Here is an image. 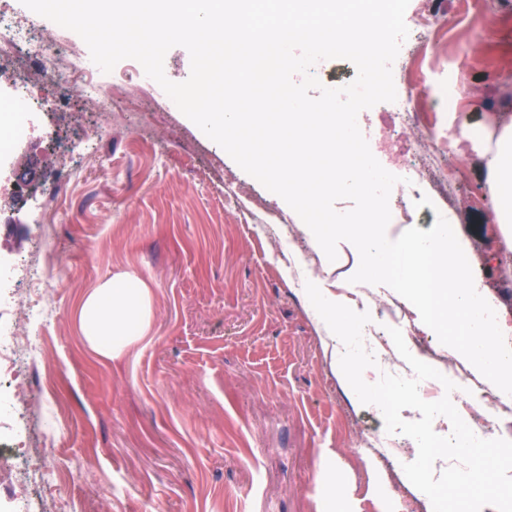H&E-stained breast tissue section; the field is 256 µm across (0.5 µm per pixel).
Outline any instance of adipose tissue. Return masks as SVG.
<instances>
[{
    "label": "adipose tissue",
    "mask_w": 512,
    "mask_h": 512,
    "mask_svg": "<svg viewBox=\"0 0 512 512\" xmlns=\"http://www.w3.org/2000/svg\"><path fill=\"white\" fill-rule=\"evenodd\" d=\"M490 144L483 156L487 179L492 187L493 221L503 237H512V116L500 117L485 127ZM343 297L331 296L329 307L317 317L330 350L331 362L346 375L356 374L359 357L346 348L348 326L341 310ZM152 291L147 282L124 274L99 283L83 300L79 323L83 337L97 355L114 359L141 341L152 323Z\"/></svg>",
    "instance_id": "ef3b65f1"
}]
</instances>
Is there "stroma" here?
<instances>
[{
	"label": "stroma",
	"mask_w": 512,
	"mask_h": 512,
	"mask_svg": "<svg viewBox=\"0 0 512 512\" xmlns=\"http://www.w3.org/2000/svg\"><path fill=\"white\" fill-rule=\"evenodd\" d=\"M431 13L445 17L440 32L400 49L392 71L402 89L467 84L451 112L416 98L435 137L464 117L488 125L512 113V0H410L409 19ZM485 14L497 25L473 44ZM141 70L132 59L114 67L110 110L77 97L40 116L41 179L64 191L52 238L67 277L48 295L52 316L23 325L39 350L17 367L29 390L16 405L25 450L14 463L38 472L51 426L57 466L45 484L0 480V512H429L416 487L388 477L364 447L382 413L333 367L300 287L250 217L256 207L285 216L301 251L312 241L298 215L170 110ZM479 154L457 139L446 161L454 195L413 208V224L426 231L437 214L455 215L475 280L512 325ZM228 182L238 200H227ZM20 196L0 200V259L18 266L4 301L26 294L43 246L39 204L30 188ZM359 262L340 242L323 287L360 292L349 281ZM126 273L148 282L152 324L107 360L85 344L76 312L97 284ZM49 372L61 392L51 401L40 394ZM331 475L344 500L329 501Z\"/></svg>",
	"instance_id": "35a3bbf8"
}]
</instances>
